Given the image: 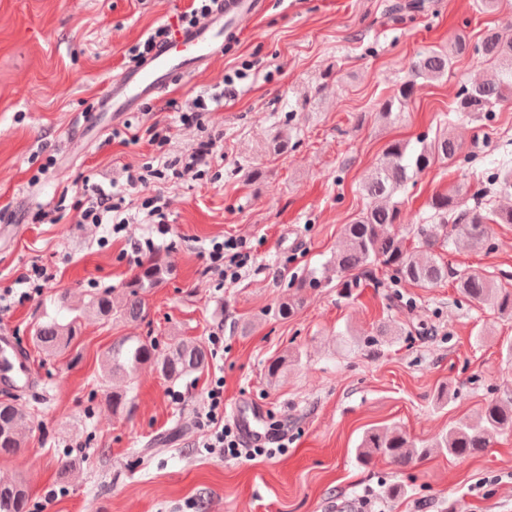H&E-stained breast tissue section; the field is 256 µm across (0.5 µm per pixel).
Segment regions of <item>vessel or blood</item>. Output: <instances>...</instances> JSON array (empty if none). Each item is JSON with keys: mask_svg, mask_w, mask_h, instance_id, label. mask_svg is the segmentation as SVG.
I'll list each match as a JSON object with an SVG mask.
<instances>
[{"mask_svg": "<svg viewBox=\"0 0 512 512\" xmlns=\"http://www.w3.org/2000/svg\"><path fill=\"white\" fill-rule=\"evenodd\" d=\"M262 8V0H224L222 8L202 24L177 31L171 43L113 83V111H137L173 79L190 76L210 63L222 53L225 41L256 18ZM29 376V366L16 353L11 338L0 336V383L21 384Z\"/></svg>", "mask_w": 512, "mask_h": 512, "instance_id": "b4317fda", "label": "vessel or blood"}]
</instances>
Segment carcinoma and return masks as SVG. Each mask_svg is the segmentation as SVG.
Returning <instances> with one entry per match:
<instances>
[{"mask_svg":"<svg viewBox=\"0 0 512 512\" xmlns=\"http://www.w3.org/2000/svg\"><path fill=\"white\" fill-rule=\"evenodd\" d=\"M470 51L494 63L498 76L460 87L454 111L462 117L492 113L512 89V33L507 35L495 27L487 29L475 44L458 36L446 50L429 51L409 60L407 78L380 103V116L386 120L399 119L413 97L417 80L443 77L454 58ZM419 144V148L411 150L407 143L390 142L379 164L361 183L360 191L368 199V205L352 223L344 226L343 243L330 260L336 275L356 273L370 277L381 267L391 271L393 278L418 286H432L451 278L467 300L488 305L502 314H512V290L499 286L480 272L450 269L435 250L440 241L458 237L477 247L484 245L489 225L512 224V206L487 208L479 202L470 206L460 191L438 192L428 202L426 223L415 225L416 250L409 251L404 237L394 231V226L401 223V210L389 201L413 175L438 162L475 159L473 154L462 155L461 145L446 131L431 140L422 137ZM490 164L493 166L490 182L495 191L512 195V158L505 154ZM168 274V265L151 257L126 283L120 304H114L112 292L104 290L90 296L85 311L101 319L118 316L129 322L140 321L146 316V293L161 284ZM78 320L76 316L67 322L56 319L41 322L33 336L34 345L48 354L56 352L77 335ZM208 361L209 351L198 340L182 339L161 349L152 340L131 336L118 339L102 356L105 378L109 381L123 378L128 383L126 389L110 393L112 415L130 414L129 384L141 368L149 366L162 379L175 382L204 370ZM31 422L32 415L24 408L12 402H0V455L22 450V431ZM506 432H512V396L488 402L474 419L456 422L436 447L464 460L485 452ZM425 454L426 450L416 447L405 433L386 428L366 431L356 448V457L364 464L380 457L400 469ZM27 500L28 487L24 483L0 479V512H25Z\"/></svg>","mask_w":512,"mask_h":512,"instance_id":"carcinoma-1","label":"carcinoma"}]
</instances>
